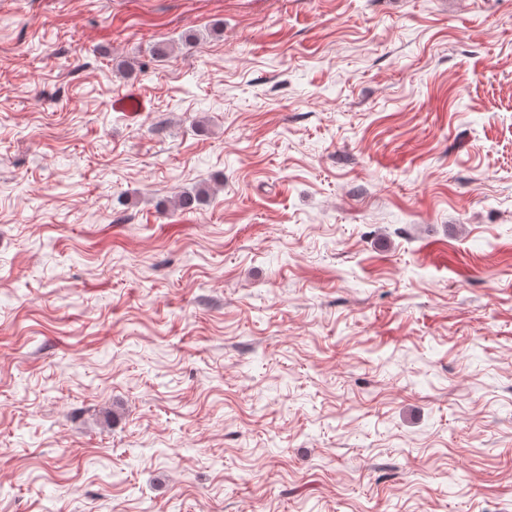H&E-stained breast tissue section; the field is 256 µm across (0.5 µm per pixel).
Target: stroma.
Segmentation results:
<instances>
[{
	"instance_id": "35a3bbf8",
	"label": "stroma",
	"mask_w": 512,
	"mask_h": 512,
	"mask_svg": "<svg viewBox=\"0 0 512 512\" xmlns=\"http://www.w3.org/2000/svg\"><path fill=\"white\" fill-rule=\"evenodd\" d=\"M0 512H512V0H0ZM212 189L208 185H201L189 191L182 192L178 197L174 198V206L187 210H197L204 205L211 196Z\"/></svg>"
}]
</instances>
